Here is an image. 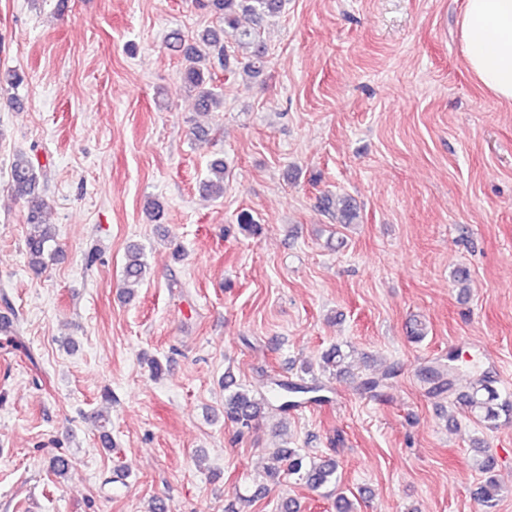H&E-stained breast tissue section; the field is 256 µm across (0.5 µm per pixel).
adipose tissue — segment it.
Returning <instances> with one entry per match:
<instances>
[{
    "label": "adipose tissue",
    "instance_id": "obj_1",
    "mask_svg": "<svg viewBox=\"0 0 512 512\" xmlns=\"http://www.w3.org/2000/svg\"><path fill=\"white\" fill-rule=\"evenodd\" d=\"M459 38L475 81L512 104V0H466Z\"/></svg>",
    "mask_w": 512,
    "mask_h": 512
}]
</instances>
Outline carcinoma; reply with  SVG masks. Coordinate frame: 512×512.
I'll return each instance as SVG.
<instances>
[{"label":"carcinoma","mask_w":512,"mask_h":512,"mask_svg":"<svg viewBox=\"0 0 512 512\" xmlns=\"http://www.w3.org/2000/svg\"><path fill=\"white\" fill-rule=\"evenodd\" d=\"M283 0H207L218 19L219 28L211 26L198 30L191 44H185L184 36L174 31L169 34V46L183 53V82L195 91L196 109L210 112L223 101L220 88L214 84L215 66L225 72L243 75L259 73L265 64L266 46L261 35V21L267 16L277 14ZM234 32V43L224 44L226 29ZM224 159L211 161L208 170L207 187L211 194L224 195ZM39 171L31 155L18 151L12 156L9 168V183L13 193L27 203V224L29 231L25 239V251L29 267L40 271L50 252V243L55 233L50 225L44 223L45 200L38 193ZM146 269L144 254L131 252L126 257L124 277L128 284L139 282ZM344 354L334 347L323 356V370L340 373L343 371ZM421 379L429 384V392L434 395L448 394L453 391L454 378L452 368L428 366L421 370ZM224 418L236 427L242 436L260 416L268 412L286 415L288 411L305 404L320 403L327 400L323 395L326 385L316 378L299 383L272 378L267 389L261 394L242 387L225 375ZM471 410L486 422H492L500 414L512 413V395L501 397L492 386V380L483 377L475 382L468 396ZM338 465L332 459L321 460L303 454L297 448H276L269 456L266 475L271 479L294 476L313 490H331L339 482ZM501 489L490 477L480 482L474 490L478 503L492 512L497 506Z\"/></svg>","instance_id":"carcinoma-1"}]
</instances>
